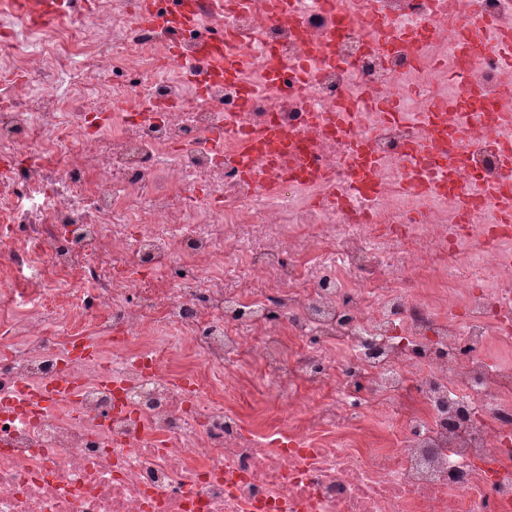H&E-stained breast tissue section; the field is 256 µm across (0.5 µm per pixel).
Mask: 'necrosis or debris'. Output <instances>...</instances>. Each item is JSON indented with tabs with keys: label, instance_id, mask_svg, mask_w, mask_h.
<instances>
[{
	"label": "necrosis or debris",
	"instance_id": "4bbe7bcc",
	"mask_svg": "<svg viewBox=\"0 0 512 512\" xmlns=\"http://www.w3.org/2000/svg\"><path fill=\"white\" fill-rule=\"evenodd\" d=\"M82 5L39 51L0 46V286L75 271L108 318L62 335L0 308V512H512V365L481 355L512 346V227L473 189L499 153L423 121L439 106L458 125L475 84L481 111L506 104L498 55L467 68L457 44L468 17L512 28V0H374L417 52L368 51L369 19L321 0H295L296 28L269 0L208 7L200 27L252 68L201 88L132 0H102L95 28ZM64 71L82 111L51 90ZM359 143L377 160L360 180ZM448 157L454 190L423 203L415 182L447 183ZM253 364L286 405L263 428L237 408ZM409 391L373 445L369 416Z\"/></svg>",
	"mask_w": 512,
	"mask_h": 512
}]
</instances>
